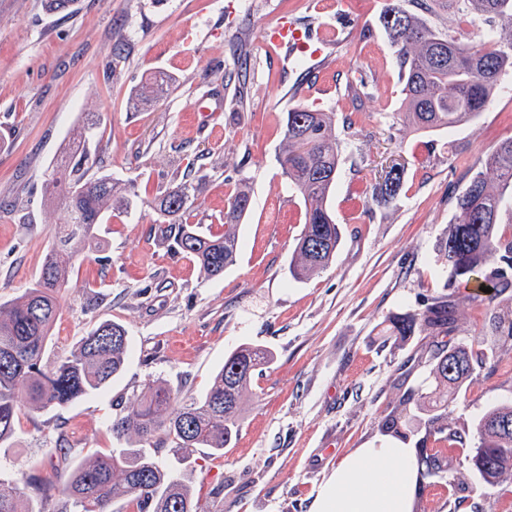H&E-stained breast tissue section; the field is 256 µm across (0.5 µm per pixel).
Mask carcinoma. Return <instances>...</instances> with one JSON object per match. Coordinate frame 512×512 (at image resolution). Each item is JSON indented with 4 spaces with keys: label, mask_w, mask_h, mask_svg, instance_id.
<instances>
[{
    "label": "carcinoma",
    "mask_w": 512,
    "mask_h": 512,
    "mask_svg": "<svg viewBox=\"0 0 512 512\" xmlns=\"http://www.w3.org/2000/svg\"><path fill=\"white\" fill-rule=\"evenodd\" d=\"M388 0L379 20L399 62L404 110L419 130L454 128L482 112L503 79L512 73V0ZM444 4L448 12L485 21L484 38L474 43L434 28L424 14ZM173 83L159 73L137 86L130 104L137 110L157 100ZM334 112L300 102L286 112L280 165L289 186L305 204L304 227L297 239L292 276L303 279L323 269L336 255L341 232L327 206L336 185L339 147ZM99 124L92 114L69 136L63 154L51 166L49 200L65 212L55 242L46 252L35 282L9 304L0 305V445L15 434L21 400L40 409L64 408L104 387L123 369L129 351L126 329L102 322L82 337L78 346L51 370L41 361L53 325L61 312L59 293L68 288L77 260L97 239L98 226L115 210L128 211L137 197L132 182L110 174L93 173L99 143ZM496 173L497 187L482 173L473 175L456 196L448 233L436 246L438 262L447 273L446 285L477 276L492 288L488 304L512 288V236L499 234L504 211L512 212V136L503 139L484 160ZM403 189L401 175H386L373 185L371 200L392 205ZM196 187L177 181L149 202L156 213L161 239L190 257L207 279L224 276L239 249L241 218L250 210L247 186L229 196L224 231L204 233L188 222L197 199ZM455 322L453 305L446 300L426 303L414 311L388 317L384 335L405 342L423 332L440 338L430 359L433 389L402 404L429 407L428 434L448 433V395L455 394L472 373L474 352L464 343L448 344ZM268 352L241 345L224 358L209 389L183 400L171 388L158 384L142 392L137 405L112 421V433L135 437L127 448L94 455L71 467L61 489L59 512H110L113 500L128 497L138 512H206L190 487L164 469L141 444L164 439L172 451L188 456L197 448L222 452L237 432L240 400L254 372L268 363ZM479 444L472 464L480 479L495 485L512 476V403L490 407L477 425ZM419 442L421 476L448 468V460ZM50 497L55 489L48 477H29L23 486L0 487V512H41L29 490Z\"/></svg>",
    "instance_id": "1"
}]
</instances>
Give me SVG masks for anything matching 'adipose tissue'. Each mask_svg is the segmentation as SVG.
Segmentation results:
<instances>
[{"mask_svg":"<svg viewBox=\"0 0 512 512\" xmlns=\"http://www.w3.org/2000/svg\"><path fill=\"white\" fill-rule=\"evenodd\" d=\"M415 449L398 438L350 450L316 490L309 512H413L419 487Z\"/></svg>","mask_w":512,"mask_h":512,"instance_id":"adipose-tissue-1","label":"adipose tissue"}]
</instances>
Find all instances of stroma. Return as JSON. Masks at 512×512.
<instances>
[{"label":"stroma","instance_id":"obj_1","mask_svg":"<svg viewBox=\"0 0 512 512\" xmlns=\"http://www.w3.org/2000/svg\"><path fill=\"white\" fill-rule=\"evenodd\" d=\"M386 0H79L51 14L44 0H0V303L36 278L63 214L47 201L48 168L80 121L96 113L102 171L137 184L139 201L100 225L102 249L75 265L43 363L70 353L99 323L128 332L123 370L103 390L52 411L22 406L0 447V485L28 475L57 486L41 505L56 512L72 463L127 447L113 435L144 386L161 382L182 398L209 388L239 345L266 349L242 398L231 448L174 455L146 450L184 478L207 512H309L316 488L351 449L383 438L398 412L407 447L428 427L410 393L428 391L431 337L385 340L394 312L445 296L455 304L454 340L481 362L448 405L464 442L437 440L444 479L428 485L415 512H512V479L482 483L471 467L476 426L494 404L512 402V339L494 337L493 316L512 318V291L494 305L474 285L446 288L435 247L476 160L512 136V75L471 122L423 132L403 117V83L379 15ZM288 22L319 50L316 60L270 30ZM163 71L174 84L153 107L130 95ZM246 72L242 102L224 79ZM336 114L340 164L330 209L342 226L335 258L293 279L304 203L282 175L283 117L297 103ZM404 185L395 204L366 207L391 169ZM198 187L191 223L219 230L238 180L251 187L241 250L223 278L208 280L162 241L148 202L174 180ZM61 457L43 455L46 438Z\"/></svg>","mask_w":512,"mask_h":512}]
</instances>
